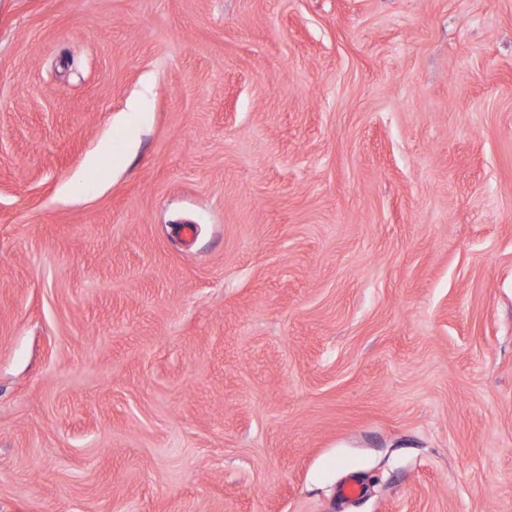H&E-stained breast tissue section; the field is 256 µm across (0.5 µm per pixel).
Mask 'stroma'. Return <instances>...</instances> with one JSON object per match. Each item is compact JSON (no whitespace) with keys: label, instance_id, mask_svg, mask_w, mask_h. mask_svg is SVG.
<instances>
[{"label":"stroma","instance_id":"stroma-1","mask_svg":"<svg viewBox=\"0 0 512 512\" xmlns=\"http://www.w3.org/2000/svg\"><path fill=\"white\" fill-rule=\"evenodd\" d=\"M0 512H512V0H0Z\"/></svg>","mask_w":512,"mask_h":512}]
</instances>
